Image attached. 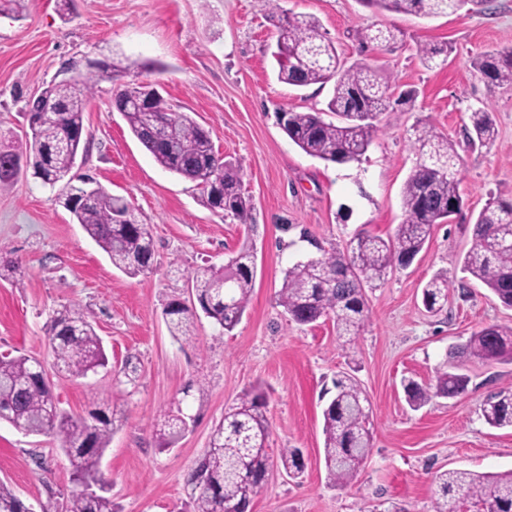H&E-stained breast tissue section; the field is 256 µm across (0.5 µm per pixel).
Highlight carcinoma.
<instances>
[{
    "mask_svg": "<svg viewBox=\"0 0 512 512\" xmlns=\"http://www.w3.org/2000/svg\"><path fill=\"white\" fill-rule=\"evenodd\" d=\"M488 0H363L379 10L439 16L453 14L471 3ZM277 28L274 52L279 81L294 87L333 82L327 111L286 112L280 121L289 140L310 157L336 164L358 162L368 151L380 115L411 102L414 94L390 93V85L367 64L345 66L334 43L311 15L272 8ZM442 48L418 47L420 61L437 64ZM473 67L488 82L512 86V50L482 54ZM117 69L103 59L82 77L81 84L53 80L28 105V112L53 109L49 120L29 128L25 151L0 145V155L25 158L35 177L51 187L59 182L57 199L102 250L112 266L136 276L151 268L154 257L149 225L142 223L130 204L104 188L86 194V183L67 178L82 146L84 111L88 95L101 80H112ZM152 84L131 81L116 93L115 109L144 150L163 169L193 182L204 204L242 222L251 202L241 193V165L215 151L210 132L186 112L171 111ZM470 144L489 146L496 135L493 112L484 105L471 112ZM416 162L402 188L405 220L394 234L383 238L358 233L344 250L325 251L319 257L289 267L275 293L276 304L299 325L331 319L342 345L350 346L363 330L368 313L366 289L393 268L408 267L423 250L432 228L460 214L466 205L460 191L462 157L448 138L430 125L414 129ZM463 270L480 281L505 307L512 308V204L488 203L477 215L472 246L461 256ZM256 273L255 256L243 246L224 267H199L188 276L189 303L173 297L163 306L171 335L187 336L194 319L204 315L223 331L241 321L251 299ZM448 277L436 275L423 288V304L440 310L448 301ZM50 344L59 373L84 378L104 368L108 359L93 325L75 307L57 312L49 328ZM457 360L512 362V327L486 325L466 343L450 351ZM468 375L454 363L437 371L435 384L423 386L408 379L403 390L417 411L436 397L454 398L467 390ZM335 394L323 409L324 463L332 486L345 487L357 476L371 448L368 399L354 378L334 381ZM204 395L203 386L189 385L183 397L161 414L159 445L170 447L195 422L187 413L189 397ZM263 394L254 390L237 397L213 429L206 453L188 475L191 512H245L271 466L265 444L269 428ZM485 421L496 428H512V391H499L484 403ZM116 411L96 408L89 417H75L56 407L50 382L37 372L36 360L25 356L0 357V421L28 435H53L71 466L76 489L65 502L49 501L41 512H114L112 499L90 490L98 482L101 458L112 439ZM297 448H284L280 463L288 475L305 469ZM434 512H458L466 502L480 512H512V469L496 474L443 471L435 475ZM21 499L0 482V512H21Z\"/></svg>",
    "mask_w": 512,
    "mask_h": 512,
    "instance_id": "cac0c4a2",
    "label": "carcinoma"
}]
</instances>
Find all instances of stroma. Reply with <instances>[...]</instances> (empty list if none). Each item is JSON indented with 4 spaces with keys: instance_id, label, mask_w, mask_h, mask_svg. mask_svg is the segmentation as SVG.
<instances>
[{
    "instance_id": "1",
    "label": "stroma",
    "mask_w": 512,
    "mask_h": 512,
    "mask_svg": "<svg viewBox=\"0 0 512 512\" xmlns=\"http://www.w3.org/2000/svg\"><path fill=\"white\" fill-rule=\"evenodd\" d=\"M282 9L316 16L347 63H365L414 103L381 115L361 162L339 165L300 151L278 124L282 110L324 109L331 89L278 81L269 0H29L26 14H0V144L28 127V100L55 77L62 61L107 59L128 79L159 85L174 112L208 129L215 150L243 167L241 189L253 204L248 223L205 206L201 191L159 167L112 106L116 89L100 81L85 113V147L74 174L89 175L125 198L149 224L152 272L129 276L112 266L57 200L56 189L21 173L0 190V356L38 359L61 409L86 414L116 406L115 431L100 465L119 512H187L186 479L209 435L241 392H268L266 451L301 449L300 478L271 467L252 512H433L435 473L512 469V429L489 426L481 412L491 394L512 389V364L468 360L465 393L411 410L404 380L429 385L450 348L489 324L512 325V309L465 273L459 258L472 245L476 216L487 203L512 201V87L488 84L474 57L512 49V0L424 18L374 12L360 0H280ZM396 34L381 46L367 27ZM421 44L450 47L429 69ZM494 111L497 137L469 146L472 109ZM426 123L452 141L463 159L466 207L434 227L429 243L404 269L368 289L369 319L353 348L342 349L333 321L301 326L274 301L285 270L343 249L360 232L386 237L404 220L401 189L416 155L414 128ZM256 249L248 308L232 332L197 318L178 341L162 316L170 296H186L188 273L223 266L245 241ZM448 277V302L428 311L422 289ZM80 308L106 350L107 370L85 378L56 373L48 328L56 311ZM136 371L121 379L125 364ZM353 374L369 400L372 448L347 487L328 483L322 411L333 380ZM205 385L190 412L195 423L172 447L155 434L160 410L192 382ZM0 481L27 505L63 501L73 490L57 438L0 424Z\"/></svg>"
}]
</instances>
